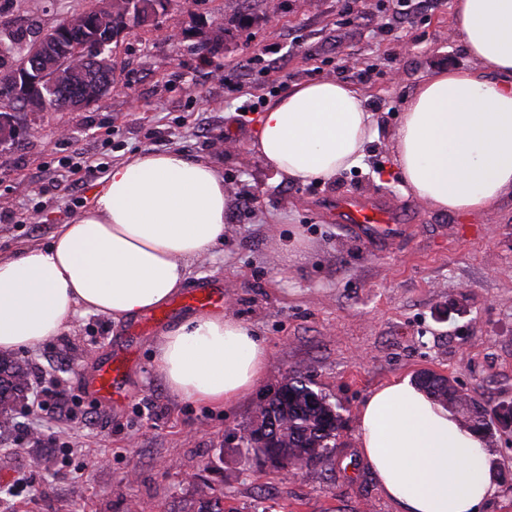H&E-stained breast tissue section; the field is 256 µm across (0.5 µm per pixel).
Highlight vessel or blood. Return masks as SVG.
<instances>
[{"label":"vessel or blood","instance_id":"obj_1","mask_svg":"<svg viewBox=\"0 0 512 512\" xmlns=\"http://www.w3.org/2000/svg\"><path fill=\"white\" fill-rule=\"evenodd\" d=\"M332 216L337 223L346 226L352 238L377 250L407 231L401 210L379 200L339 198L332 208ZM222 300V291L218 288H196L184 295L186 305L196 309L218 306ZM125 376L123 357H111L98 366L91 389L102 405L111 406L113 400L122 395Z\"/></svg>","mask_w":512,"mask_h":512}]
</instances>
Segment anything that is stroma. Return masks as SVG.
<instances>
[{
	"instance_id": "obj_1",
	"label": "stroma",
	"mask_w": 512,
	"mask_h": 512,
	"mask_svg": "<svg viewBox=\"0 0 512 512\" xmlns=\"http://www.w3.org/2000/svg\"><path fill=\"white\" fill-rule=\"evenodd\" d=\"M192 0L185 26L164 17L111 45L117 86L97 104L22 112L0 146V255L48 243L84 212L118 162L177 150L214 162L228 202L224 242L194 261L189 287L211 284L267 346L252 394L221 411L172 395L152 363L163 325L85 314L33 349L12 353L58 380L70 418L47 421L31 399L0 435V512H398L358 448L359 408L378 387L431 370L492 404L512 398V194L491 210L439 211L406 193L393 136L418 86L441 69L475 65L451 35L455 0H427L411 18L391 0ZM88 0H0V28L50 29ZM333 78L361 90L372 112L362 162L325 182L278 178L248 152L273 81ZM381 196L404 210L406 236L374 251L328 216L336 198ZM131 346L125 397L100 405L86 382ZM342 407L330 462L292 470L247 465L231 439L288 373ZM41 435L32 443L30 432ZM496 489L484 512H512V428L487 442ZM41 463H34V455Z\"/></svg>"
}]
</instances>
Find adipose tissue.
Listing matches in <instances>:
<instances>
[{
	"instance_id": "adipose-tissue-1",
	"label": "adipose tissue",
	"mask_w": 512,
	"mask_h": 512,
	"mask_svg": "<svg viewBox=\"0 0 512 512\" xmlns=\"http://www.w3.org/2000/svg\"><path fill=\"white\" fill-rule=\"evenodd\" d=\"M452 32L476 66L421 83L395 154L413 196L477 213L512 194V0H455ZM372 123L359 90L319 79L268 103L248 149L278 177L328 180L360 162ZM226 201L217 168L178 151L113 165L89 209L47 244L0 256V353L49 341L79 315L120 321L164 306L186 285L190 262L223 243ZM153 362L171 394L228 408L264 377L268 351L224 310L163 332ZM359 425L362 458L400 512H481L491 496L483 437L410 380L375 390Z\"/></svg>"
}]
</instances>
